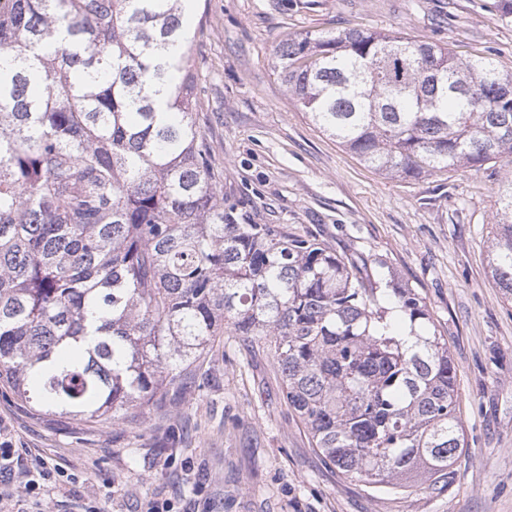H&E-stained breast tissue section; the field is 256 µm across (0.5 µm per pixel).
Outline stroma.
Segmentation results:
<instances>
[{"mask_svg":"<svg viewBox=\"0 0 512 512\" xmlns=\"http://www.w3.org/2000/svg\"><path fill=\"white\" fill-rule=\"evenodd\" d=\"M201 130L224 197L257 223L382 261L423 298L457 367L466 446L449 486L385 491L341 479L289 410L268 347L221 336L188 370L199 386L146 419L85 430L34 413L0 381L16 450L74 475L52 493L10 488L26 512H512V302L488 263L498 192L512 161L416 179L365 167L293 103L280 42L349 28L399 33L512 70V25L496 0H194Z\"/></svg>","mask_w":512,"mask_h":512,"instance_id":"35a3bbf8","label":"stroma"}]
</instances>
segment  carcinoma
I'll use <instances>...</instances> for the list:
<instances>
[{
	"instance_id": "1",
	"label": "carcinoma",
	"mask_w": 512,
	"mask_h": 512,
	"mask_svg": "<svg viewBox=\"0 0 512 512\" xmlns=\"http://www.w3.org/2000/svg\"><path fill=\"white\" fill-rule=\"evenodd\" d=\"M185 0H0V380L95 429L143 418L222 335L266 344L323 461L367 486L454 479L448 340L376 266L224 200ZM278 75L367 166L512 157V72L389 33L290 36ZM490 268L512 301V179Z\"/></svg>"
}]
</instances>
